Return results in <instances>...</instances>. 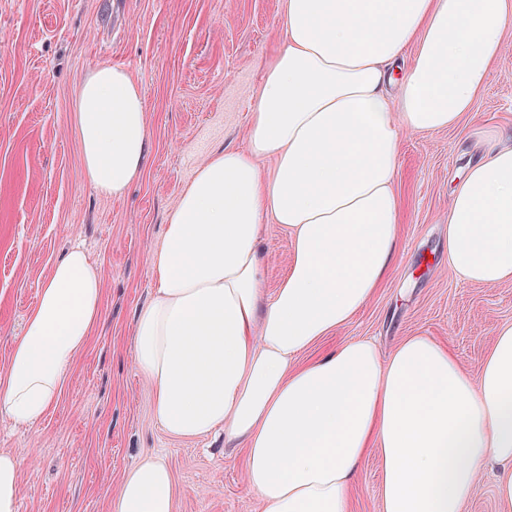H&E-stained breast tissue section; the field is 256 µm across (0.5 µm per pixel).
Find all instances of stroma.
I'll return each mask as SVG.
<instances>
[{
  "label": "stroma",
  "instance_id": "1",
  "mask_svg": "<svg viewBox=\"0 0 512 512\" xmlns=\"http://www.w3.org/2000/svg\"><path fill=\"white\" fill-rule=\"evenodd\" d=\"M282 0H0V375L13 336L54 262L83 244L104 286L103 321L75 359L39 429L0 418V449L19 452L21 512H112L126 470L151 454L182 491L177 512H261L243 479L244 451L219 436L180 439L152 415L131 355L137 309L154 288L152 255L184 186L207 157L245 146L264 69L280 47ZM102 65L129 69L146 98L150 147L123 198L83 175L75 102ZM512 143V51L498 57L472 112L453 129L413 134L399 154L401 258L352 322L305 352L347 336L380 352L414 334L470 369L495 325L512 322V283L462 282L448 266L450 191L471 160ZM266 291L291 263L287 231L266 223ZM380 460L368 456L349 512H378Z\"/></svg>",
  "mask_w": 512,
  "mask_h": 512
}]
</instances>
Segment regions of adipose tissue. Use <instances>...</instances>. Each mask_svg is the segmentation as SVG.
Listing matches in <instances>:
<instances>
[{
  "instance_id": "1",
  "label": "adipose tissue",
  "mask_w": 512,
  "mask_h": 512,
  "mask_svg": "<svg viewBox=\"0 0 512 512\" xmlns=\"http://www.w3.org/2000/svg\"><path fill=\"white\" fill-rule=\"evenodd\" d=\"M278 27L282 46L262 74L246 146L202 162L154 251L155 289L132 336L153 418L177 438L220 434L225 447H244L245 482L263 512H347L372 452L380 512H463L492 472L499 512H512V323L496 326L473 370L422 335L386 355L349 337L298 361L394 270L401 140L471 112L511 45L512 0H283ZM76 127L88 182L123 196L149 148L144 92L127 69L88 75ZM266 217L292 240L270 293ZM448 264L467 283H512V145L455 184ZM102 311L96 262L68 248L12 341L0 416L40 426ZM22 464L0 450V512H20ZM178 496L170 468L146 455L112 512H176Z\"/></svg>"
}]
</instances>
